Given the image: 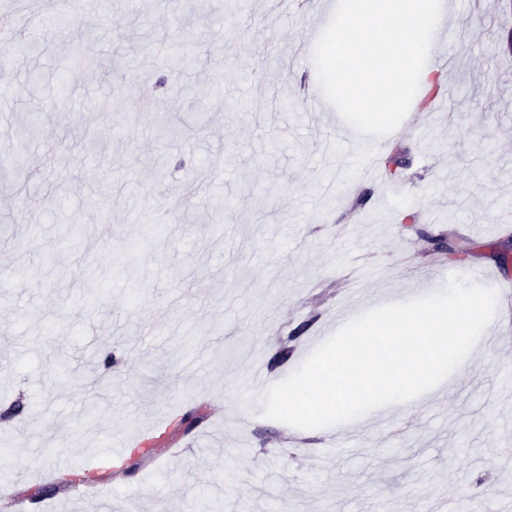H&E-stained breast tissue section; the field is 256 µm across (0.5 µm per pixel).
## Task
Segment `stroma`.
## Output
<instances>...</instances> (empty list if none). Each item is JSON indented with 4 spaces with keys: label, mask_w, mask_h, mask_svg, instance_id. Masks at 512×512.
Returning <instances> with one entry per match:
<instances>
[{
    "label": "stroma",
    "mask_w": 512,
    "mask_h": 512,
    "mask_svg": "<svg viewBox=\"0 0 512 512\" xmlns=\"http://www.w3.org/2000/svg\"><path fill=\"white\" fill-rule=\"evenodd\" d=\"M224 2L39 0L25 25L41 53L0 67V512H73L72 487L27 496L61 462L99 475L170 410L205 420L169 424L178 453L82 512H450L463 484L512 512L511 343L482 340L449 388L342 446L322 429L289 444L250 386L255 367L275 383L304 363L298 348L269 366L299 323L326 340L512 249V11L456 9L438 42L468 64L443 111L403 120L405 179L376 183L316 86L320 0ZM161 41L194 65L166 67ZM160 78L136 129L107 113V150H88V105ZM452 230L481 245L465 263L425 251L423 234Z\"/></svg>",
    "instance_id": "obj_1"
}]
</instances>
